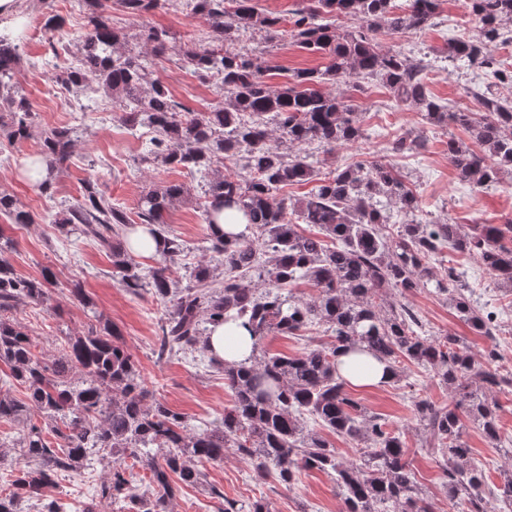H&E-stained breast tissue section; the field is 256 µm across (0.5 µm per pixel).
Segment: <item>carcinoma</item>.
Wrapping results in <instances>:
<instances>
[{"label":"carcinoma","instance_id":"carcinoma-1","mask_svg":"<svg viewBox=\"0 0 512 512\" xmlns=\"http://www.w3.org/2000/svg\"><path fill=\"white\" fill-rule=\"evenodd\" d=\"M442 0H302L291 29L283 18L260 12L251 0H186L192 13L208 21L209 46L183 51V61L203 79L217 80L223 101L207 112H193L176 101L157 79L149 78L152 58L175 42L169 30L146 25L141 44L122 41L105 16L104 0H84L93 10L90 27L79 38L70 66H54L52 79L83 96L88 90L112 95L121 119L157 132L142 156L149 165L162 164L199 175L205 181V223L219 207H237L248 219V236L206 238L205 250L223 257L218 280L200 265L180 288L173 278L187 251L186 242L164 222V213L183 193L172 184L141 198L137 217L163 241L161 262L149 275L129 254L128 235L136 231L112 197L88 180L80 200L54 223L70 235L89 239L112 255V269L133 296L145 290L170 304L160 326L158 357L204 347L211 323L230 317L244 320L259 349L271 334L297 336L309 325L330 333L326 345L285 356L253 354L249 365L220 364L233 404L224 415L190 430L182 414L155 399L142 380L118 331L100 316L81 335L68 339L61 355L47 366L33 352V340L12 314L26 304L51 301L54 273L39 279L18 277L0 259V362L10 376L26 386L27 401L0 391V420L21 425L12 447L19 458L11 463L15 479L0 490V512H22L33 502L38 512H62L63 505L46 492L63 473L79 475L93 462L111 466L97 497L123 503V512H173L179 484L201 486L218 501L217 512H265L256 501L239 503L207 483L201 463H224L226 449L247 459L255 477H277L290 487L300 469L334 476L343 512H432L422 497L408 460L402 434L386 419L369 414L346 391L336 375L337 354L346 348L366 352L389 364L393 381L405 378L404 362L414 363L453 391L451 402L413 400L415 417L447 480L448 512H489L490 504L512 508V468L501 483L489 486L487 476L462 439V418L476 425L495 448L502 447L499 420L486 394L512 385V373L501 372L500 354L491 348L483 362L455 336L429 337L422 322L404 302L383 305L380 291L410 293L435 283L440 295H451L455 309L485 336L497 331L496 313L473 305L469 284L445 253L479 257L498 283L512 288V224H477L470 232L458 224L418 218L416 195L404 176L382 162L357 161L319 180L309 196L293 203L274 200L283 185L309 181L314 162L302 147L316 143L325 150L356 140L361 129L342 93L322 85H350L376 80L398 103L420 112L429 125L467 129L481 146L476 151L448 141V161L457 177L478 187L499 181L512 169V102L496 88L512 84L507 68L488 45L512 32V0H467L479 31L448 44L447 58L485 76L471 89L476 110L451 109L425 86L427 65L400 51H383L376 42L382 29L418 32L432 25ZM128 13L142 16L157 0H120ZM350 18L356 25L340 29L324 16ZM263 32L276 41L289 33L298 47L328 59L322 70H300L273 87L254 58V49L239 43L243 32ZM17 47L0 33V92L16 88ZM7 116L0 115V134L9 140L30 135L35 113L22 94H9ZM421 136L393 141L397 154L414 153ZM72 129L54 127L42 133L39 155L49 173L73 153ZM226 161L244 174L221 173ZM0 213L25 226L31 215L0 196ZM314 224L322 235H305L299 224ZM268 257L262 265L257 255ZM441 264L438 274L430 262ZM304 280L315 293L303 298L292 286ZM80 372V381L71 374ZM320 428L356 444L360 462H343L333 443L312 429ZM149 472V490L139 491L126 477V459Z\"/></svg>","mask_w":512,"mask_h":512}]
</instances>
